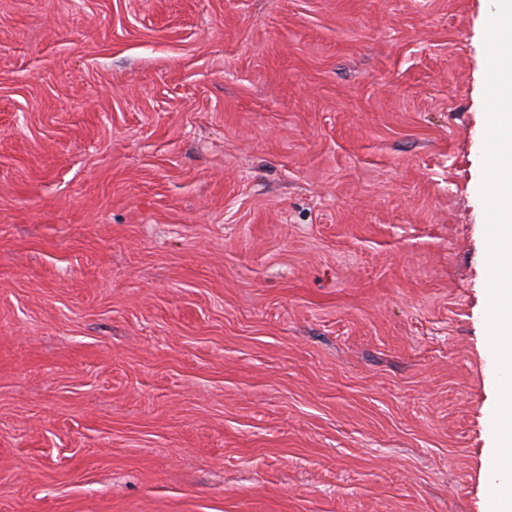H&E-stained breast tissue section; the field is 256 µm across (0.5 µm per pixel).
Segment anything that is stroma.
I'll use <instances>...</instances> for the list:
<instances>
[{
	"label": "stroma",
	"instance_id": "obj_1",
	"mask_svg": "<svg viewBox=\"0 0 512 512\" xmlns=\"http://www.w3.org/2000/svg\"><path fill=\"white\" fill-rule=\"evenodd\" d=\"M485 0H0V512H488Z\"/></svg>",
	"mask_w": 512,
	"mask_h": 512
}]
</instances>
